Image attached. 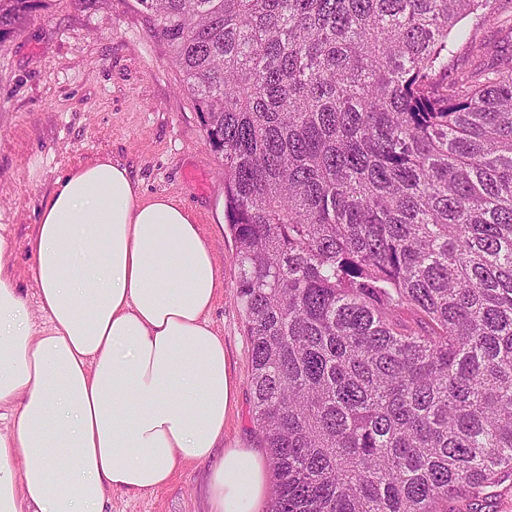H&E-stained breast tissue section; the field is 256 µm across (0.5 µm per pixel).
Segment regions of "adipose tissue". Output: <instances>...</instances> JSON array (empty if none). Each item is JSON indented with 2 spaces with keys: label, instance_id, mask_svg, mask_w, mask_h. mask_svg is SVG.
Returning <instances> with one entry per match:
<instances>
[{
  "label": "adipose tissue",
  "instance_id": "1",
  "mask_svg": "<svg viewBox=\"0 0 512 512\" xmlns=\"http://www.w3.org/2000/svg\"><path fill=\"white\" fill-rule=\"evenodd\" d=\"M28 252L39 320L0 225V512H103L186 462L210 466L209 512H262L266 455L224 445V282L193 215L100 155L55 179Z\"/></svg>",
  "mask_w": 512,
  "mask_h": 512
}]
</instances>
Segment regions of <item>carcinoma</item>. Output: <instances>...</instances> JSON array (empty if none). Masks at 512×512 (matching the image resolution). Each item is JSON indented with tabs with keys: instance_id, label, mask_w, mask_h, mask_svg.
Listing matches in <instances>:
<instances>
[{
	"instance_id": "1",
	"label": "carcinoma",
	"mask_w": 512,
	"mask_h": 512,
	"mask_svg": "<svg viewBox=\"0 0 512 512\" xmlns=\"http://www.w3.org/2000/svg\"><path fill=\"white\" fill-rule=\"evenodd\" d=\"M137 3L222 161L268 512H482L512 477V54L457 57L495 0Z\"/></svg>"
}]
</instances>
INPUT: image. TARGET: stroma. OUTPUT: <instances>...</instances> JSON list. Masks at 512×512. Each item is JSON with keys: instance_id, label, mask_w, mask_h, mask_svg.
<instances>
[{"instance_id": "stroma-1", "label": "stroma", "mask_w": 512, "mask_h": 512, "mask_svg": "<svg viewBox=\"0 0 512 512\" xmlns=\"http://www.w3.org/2000/svg\"><path fill=\"white\" fill-rule=\"evenodd\" d=\"M154 26L136 0H45L20 31L0 40V224L12 231L16 274L33 304L27 242L41 197L63 172L107 154L131 169L145 195L163 193L187 207L224 278L209 314L238 382L224 445L257 448L222 163ZM207 474L206 465L190 464L156 490L112 491L104 512H208Z\"/></svg>"}]
</instances>
